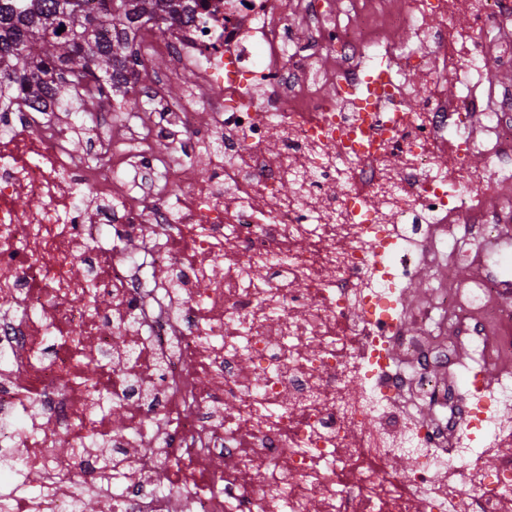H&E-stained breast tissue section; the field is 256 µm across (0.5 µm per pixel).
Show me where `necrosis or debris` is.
<instances>
[{
	"label": "necrosis or debris",
	"instance_id": "4bbe7bcc",
	"mask_svg": "<svg viewBox=\"0 0 512 512\" xmlns=\"http://www.w3.org/2000/svg\"><path fill=\"white\" fill-rule=\"evenodd\" d=\"M137 52L154 109L98 164L52 112L0 146V472L24 478L0 512H512V372L455 352L512 361V197L484 189L512 184V0H205ZM492 243L497 270L406 305L419 268Z\"/></svg>",
	"mask_w": 512,
	"mask_h": 512
}]
</instances>
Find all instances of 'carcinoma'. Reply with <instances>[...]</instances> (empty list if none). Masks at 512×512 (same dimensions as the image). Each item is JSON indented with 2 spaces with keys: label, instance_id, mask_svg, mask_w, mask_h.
<instances>
[{
  "label": "carcinoma",
  "instance_id": "carcinoma-1",
  "mask_svg": "<svg viewBox=\"0 0 512 512\" xmlns=\"http://www.w3.org/2000/svg\"><path fill=\"white\" fill-rule=\"evenodd\" d=\"M0 0V100L62 108L104 103L109 85L131 90L130 52L141 27L164 38L197 0ZM63 32H58L59 28Z\"/></svg>",
  "mask_w": 512,
  "mask_h": 512
}]
</instances>
